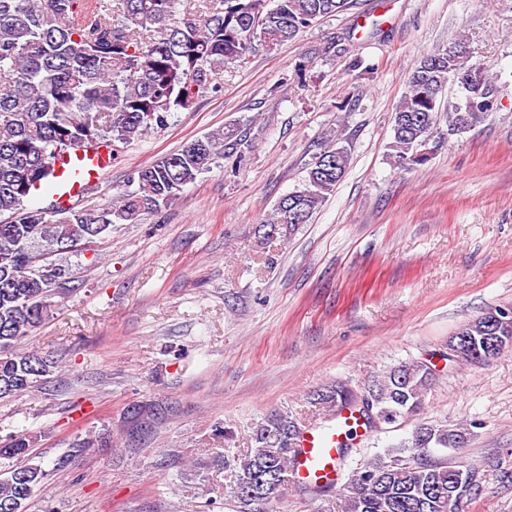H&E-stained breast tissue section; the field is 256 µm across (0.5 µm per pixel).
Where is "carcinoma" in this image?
<instances>
[{"label": "carcinoma", "mask_w": 512, "mask_h": 512, "mask_svg": "<svg viewBox=\"0 0 512 512\" xmlns=\"http://www.w3.org/2000/svg\"><path fill=\"white\" fill-rule=\"evenodd\" d=\"M351 0H0V398L21 394L50 372L52 361L17 345L41 326L51 298L61 293L67 271L45 279L30 271L34 259L75 249L102 237L114 224H135L145 213L174 204L214 160L241 151L227 133L198 138L176 153L133 169L118 198L93 210L53 206L26 209L24 199L49 192L57 165L75 147H106L116 159L149 129L168 123L202 94L220 90L224 66L247 63L252 43L274 48L296 40L321 18ZM465 91V102L438 124V100L448 82ZM497 101L495 85L469 64L463 43L422 56L407 78L395 110L390 156L408 171L427 163L447 136L480 123ZM344 147L315 157L302 187L282 197L273 217L255 227L270 245L305 224L344 178ZM498 308L457 329L449 343L504 335L492 332ZM435 372L433 364L409 362L383 372L357 392L336 384L317 394L327 421L343 415L357 428H376L370 404L396 420L417 416ZM313 422L278 411L253 432V447L224 459L233 477L236 512L269 510ZM467 441L463 427L420 423L408 456L365 463L343 492L342 512H465L481 494L456 488L458 468L427 458L430 448ZM50 471L30 453L24 435L0 444V512H26L27 501Z\"/></svg>", "instance_id": "1"}]
</instances>
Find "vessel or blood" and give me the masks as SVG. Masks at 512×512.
I'll list each match as a JSON object with an SVG mask.
<instances>
[{"label":"vessel or blood","mask_w":512,"mask_h":512,"mask_svg":"<svg viewBox=\"0 0 512 512\" xmlns=\"http://www.w3.org/2000/svg\"><path fill=\"white\" fill-rule=\"evenodd\" d=\"M112 167L107 149H76L56 169L53 182L54 199L67 204L79 197L84 188L98 181ZM342 426L332 423L306 429L298 442L299 456L290 469V479L298 486L335 484L339 479V446Z\"/></svg>","instance_id":"b4317fda"}]
</instances>
